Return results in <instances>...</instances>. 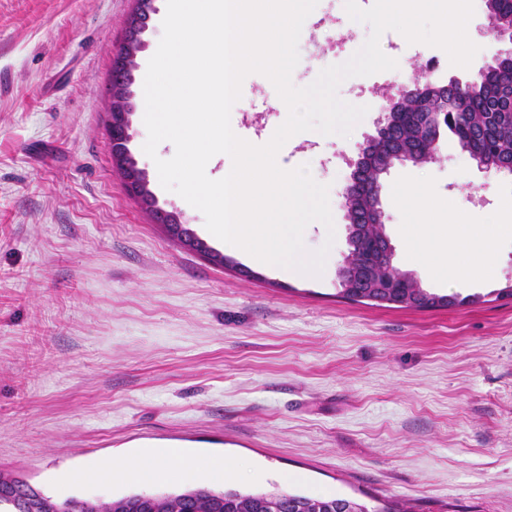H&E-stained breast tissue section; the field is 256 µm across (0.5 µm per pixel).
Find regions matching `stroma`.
<instances>
[{
  "label": "stroma",
  "mask_w": 512,
  "mask_h": 512,
  "mask_svg": "<svg viewBox=\"0 0 512 512\" xmlns=\"http://www.w3.org/2000/svg\"><path fill=\"white\" fill-rule=\"evenodd\" d=\"M134 0H0V473L57 500L110 501L175 491L169 482H57L59 473L151 445L239 463L215 490H281L355 500L369 512H512V235L494 274L435 278L405 255L400 214L384 202L394 267L437 294L478 295L449 309L342 299L348 260L344 189L373 133L383 94L432 74L465 80L494 48L484 0L470 21L479 51L466 68L436 47L385 32L397 69L345 80L339 97L370 105L349 136L307 131L280 150L329 187L335 243L320 277L212 262L169 236L129 195L107 128L115 49ZM141 36L131 90L141 96L163 33L166 0ZM316 42L300 36L295 86L366 41L344 0H319ZM232 113L243 137L266 144L286 115L263 75L242 83ZM129 154L157 208L177 214L216 252L203 214L159 181L143 151L141 110ZM388 183L425 185L467 215L512 200V176L480 170L452 137L435 161L396 165Z\"/></svg>",
  "instance_id": "35a3bbf8"
}]
</instances>
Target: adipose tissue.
<instances>
[{"instance_id":"adipose-tissue-1","label":"adipose tissue","mask_w":512,"mask_h":512,"mask_svg":"<svg viewBox=\"0 0 512 512\" xmlns=\"http://www.w3.org/2000/svg\"><path fill=\"white\" fill-rule=\"evenodd\" d=\"M395 196L404 214L409 260L433 264L435 270L445 277H456L466 272L483 278L492 277L491 261L497 239L500 234H512L511 207H502L478 219V226L484 227L485 232L465 249L459 247L456 238L469 226L470 221L457 211L452 199L434 196L421 186L397 188ZM427 225L448 236L449 243L442 252L429 250L423 232ZM236 475L235 461L221 456L188 457L173 449L164 452L145 448L139 454L137 467L131 468L105 458L64 472L59 480L66 485L101 479L115 482L137 479L145 482L177 480L191 483L203 478L229 480Z\"/></svg>"}]
</instances>
